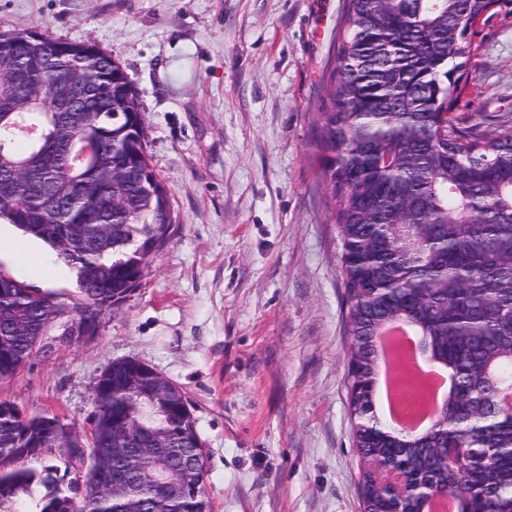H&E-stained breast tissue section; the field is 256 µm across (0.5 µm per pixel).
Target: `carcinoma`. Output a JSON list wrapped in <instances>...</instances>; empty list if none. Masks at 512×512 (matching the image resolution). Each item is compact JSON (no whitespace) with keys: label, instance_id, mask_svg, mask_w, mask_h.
Instances as JSON below:
<instances>
[{"label":"carcinoma","instance_id":"carcinoma-1","mask_svg":"<svg viewBox=\"0 0 512 512\" xmlns=\"http://www.w3.org/2000/svg\"><path fill=\"white\" fill-rule=\"evenodd\" d=\"M512 0H347L338 74L326 86L317 143L330 185L331 221L341 240L349 335L370 336L390 322L414 327L425 351L454 378L448 397V462L403 434L374 447L368 428V371L381 355L358 347L364 373L349 380L354 439L362 458L393 462L415 478L450 488L457 504L512 512V426L500 422V393L512 389V117L490 126L453 114L473 57L464 34ZM80 61L89 79L70 86L84 113L54 112L58 80ZM0 222L48 246L76 272L72 305L26 286H0V380L33 358L58 323L68 329L118 308L145 275L175 223L170 190L147 152L139 98L121 65L91 42H66L34 29L0 31ZM131 368L112 362L100 381L97 431L130 425L132 441L155 437L181 452L170 478L190 464L201 436L162 401L142 406L126 384ZM0 401V512H211L207 471L173 499L130 472L110 496L95 489L93 467L63 486L57 448H78L74 427L47 414L22 417ZM55 424L54 448L37 470L18 450ZM401 512H422L415 495L391 497Z\"/></svg>","mask_w":512,"mask_h":512}]
</instances>
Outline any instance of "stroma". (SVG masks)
<instances>
[{
	"label": "stroma",
	"mask_w": 512,
	"mask_h": 512,
	"mask_svg": "<svg viewBox=\"0 0 512 512\" xmlns=\"http://www.w3.org/2000/svg\"><path fill=\"white\" fill-rule=\"evenodd\" d=\"M345 20L346 0H0V30L91 41L122 65L176 217L98 336L33 359L0 400L86 441L100 374L136 358L184 390L213 512H363L317 151ZM475 42L458 109L486 126L512 116V17L482 21ZM0 275L80 298L72 269L44 279L5 249Z\"/></svg>",
	"instance_id": "stroma-1"
}]
</instances>
